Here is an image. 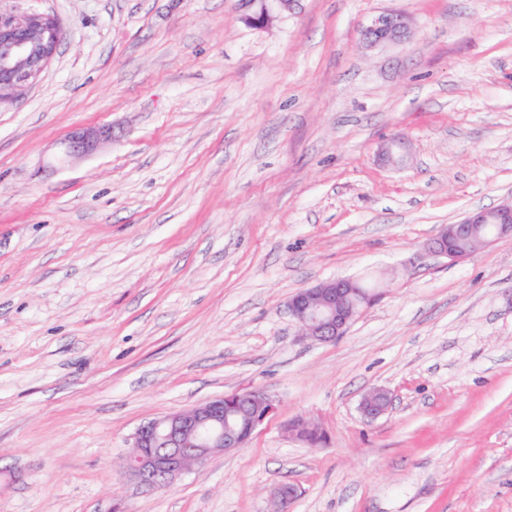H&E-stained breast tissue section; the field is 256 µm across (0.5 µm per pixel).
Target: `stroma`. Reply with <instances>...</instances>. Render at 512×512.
<instances>
[{
	"mask_svg": "<svg viewBox=\"0 0 512 512\" xmlns=\"http://www.w3.org/2000/svg\"><path fill=\"white\" fill-rule=\"evenodd\" d=\"M32 11L64 38L0 104V512H273L282 483L290 512H512V238L425 249L512 201V0L265 27L239 0H0ZM384 13L409 33L368 46ZM337 277L376 298L311 341L288 301ZM242 390L274 403L246 448L162 489L124 472L140 425ZM110 138L109 129H82L72 132L65 139V154L70 157L82 156L96 150L98 145ZM391 406V393L385 388H376L362 397L359 409L364 417L377 419L386 414Z\"/></svg>",
	"mask_w": 512,
	"mask_h": 512,
	"instance_id": "35a3bbf8",
	"label": "stroma"
}]
</instances>
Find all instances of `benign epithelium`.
Here are the masks:
<instances>
[{"mask_svg":"<svg viewBox=\"0 0 512 512\" xmlns=\"http://www.w3.org/2000/svg\"><path fill=\"white\" fill-rule=\"evenodd\" d=\"M244 21L254 27L267 25L277 13L292 12L301 0H240ZM408 26L399 14L374 17L362 30L363 40L379 46L402 40ZM63 29L50 14L30 12L22 16L0 13V103L13 99L35 84L57 54ZM110 138L105 128L82 129L65 139V154L86 155ZM494 221V237L482 241L487 247L512 237V203L492 209L474 210L459 223L440 231L427 250L451 261L467 254L454 242L471 235L474 226ZM374 297L357 287L353 279H333L296 292L288 308L304 335L321 342L342 336L355 316ZM392 406L391 393L376 388L364 395L359 409L369 419L386 414ZM270 397L260 390L236 391L199 403L187 410L166 414L141 425L135 435L133 452L125 460L126 473L141 487L162 488L184 474L203 467L211 458L245 447L257 427L273 412ZM288 431L315 444L321 433L304 420L294 421ZM298 496L293 484L280 485L274 499L280 512Z\"/></svg>","mask_w":512,"mask_h":512,"instance_id":"7a95c632","label":"benign epithelium"}]
</instances>
